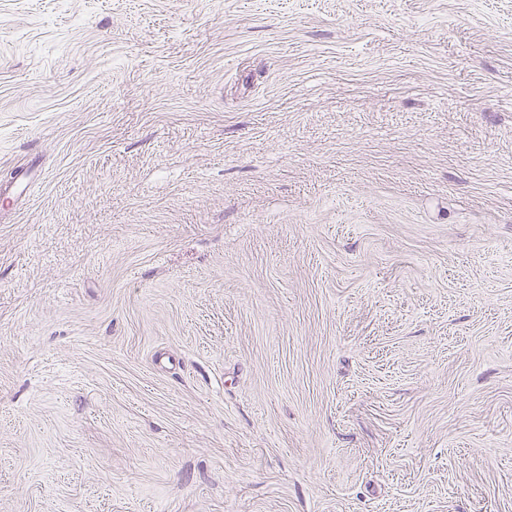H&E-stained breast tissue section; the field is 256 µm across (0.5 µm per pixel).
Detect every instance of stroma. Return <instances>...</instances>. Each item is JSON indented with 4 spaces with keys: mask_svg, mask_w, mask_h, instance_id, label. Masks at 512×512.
<instances>
[{
    "mask_svg": "<svg viewBox=\"0 0 512 512\" xmlns=\"http://www.w3.org/2000/svg\"><path fill=\"white\" fill-rule=\"evenodd\" d=\"M0 512H512V0H0Z\"/></svg>",
    "mask_w": 512,
    "mask_h": 512,
    "instance_id": "1",
    "label": "stroma"
}]
</instances>
